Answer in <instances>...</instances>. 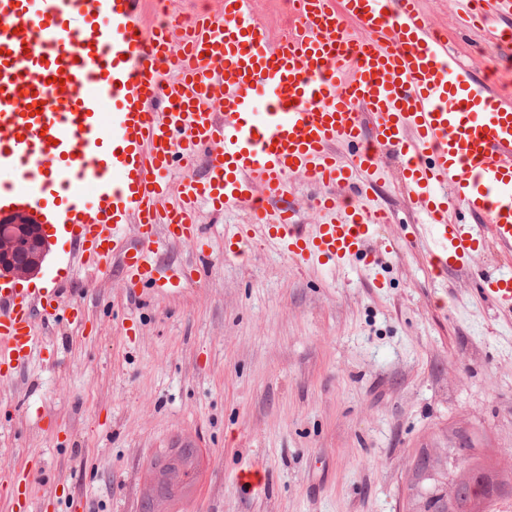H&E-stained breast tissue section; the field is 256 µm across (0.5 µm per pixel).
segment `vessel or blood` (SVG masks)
I'll return each instance as SVG.
<instances>
[{
    "label": "vessel or blood",
    "instance_id": "vessel-or-blood-1",
    "mask_svg": "<svg viewBox=\"0 0 512 512\" xmlns=\"http://www.w3.org/2000/svg\"><path fill=\"white\" fill-rule=\"evenodd\" d=\"M454 3L457 28L505 37L512 0ZM254 4L149 26L139 0H0V219L70 244L45 287L0 281L1 382L28 364L35 312L83 322L65 299L76 272L117 263L128 292L179 287L186 269L159 256L200 244L204 207L249 213L226 256L259 239L299 266L375 264L392 216L371 189L388 152L436 276L512 248V97L457 63L418 0H298L275 38ZM299 176L322 190L310 224L292 202ZM459 210L467 221L449 223ZM479 291L512 312L511 271ZM9 475L11 512H26L30 474Z\"/></svg>",
    "mask_w": 512,
    "mask_h": 512
}]
</instances>
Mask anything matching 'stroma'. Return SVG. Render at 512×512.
I'll list each match as a JSON object with an SVG mask.
<instances>
[{
    "label": "stroma",
    "mask_w": 512,
    "mask_h": 512,
    "mask_svg": "<svg viewBox=\"0 0 512 512\" xmlns=\"http://www.w3.org/2000/svg\"><path fill=\"white\" fill-rule=\"evenodd\" d=\"M420 6L458 62L512 91L495 45L456 34L451 0ZM386 163L374 197L393 221L377 238L397 248L379 273L300 268L264 241L225 257L245 215L206 211L205 254L176 244L160 258L199 277L131 298L114 266L74 278L82 330L35 313L45 342L0 385V467L38 464L31 512H66L74 495L85 512H141L150 498L158 512H408L433 487L453 492L463 443L497 486L484 512H512V312L466 273H431ZM183 448L196 451L194 482L157 496Z\"/></svg>",
    "instance_id": "obj_1"
}]
</instances>
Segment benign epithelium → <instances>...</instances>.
Wrapping results in <instances>:
<instances>
[{
	"label": "benign epithelium",
	"mask_w": 512,
	"mask_h": 512,
	"mask_svg": "<svg viewBox=\"0 0 512 512\" xmlns=\"http://www.w3.org/2000/svg\"><path fill=\"white\" fill-rule=\"evenodd\" d=\"M47 242L39 224L23 217L0 220V273L29 275L45 258Z\"/></svg>",
	"instance_id": "benign-epithelium-1"
}]
</instances>
